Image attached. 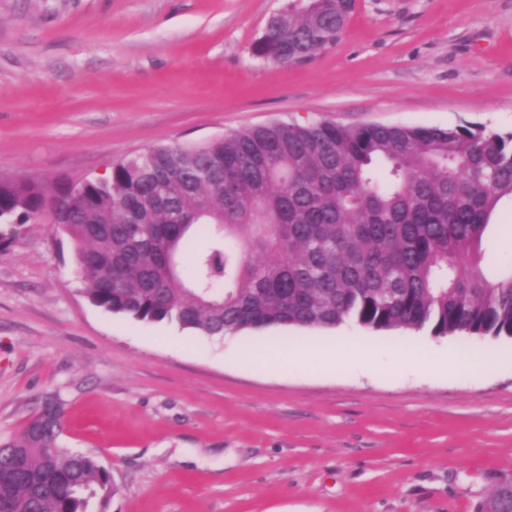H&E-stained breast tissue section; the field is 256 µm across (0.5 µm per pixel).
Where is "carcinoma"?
<instances>
[{
  "label": "carcinoma",
  "instance_id": "1",
  "mask_svg": "<svg viewBox=\"0 0 512 512\" xmlns=\"http://www.w3.org/2000/svg\"><path fill=\"white\" fill-rule=\"evenodd\" d=\"M355 6L290 9L253 53L302 62L336 44ZM505 199L512 132L278 123L152 148L77 191L0 180V250L49 208L94 306L209 336L352 321L512 337V269L489 277L481 249ZM60 435L37 413L0 441V512H107L112 472ZM479 512H512V479Z\"/></svg>",
  "mask_w": 512,
  "mask_h": 512
}]
</instances>
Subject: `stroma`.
Listing matches in <instances>:
<instances>
[{
	"label": "stroma",
	"mask_w": 512,
	"mask_h": 512,
	"mask_svg": "<svg viewBox=\"0 0 512 512\" xmlns=\"http://www.w3.org/2000/svg\"><path fill=\"white\" fill-rule=\"evenodd\" d=\"M310 0H0V180L49 187L115 161L277 122L512 132V0H357L340 40L282 66L268 19ZM512 266V207L483 237ZM70 239L28 224L0 250V440L45 397L61 447L118 487L109 512H478L512 479V366L443 377L420 349L512 337L272 327L209 336L94 306ZM361 342L346 367L268 371L247 349Z\"/></svg>",
	"instance_id": "stroma-1"
}]
</instances>
